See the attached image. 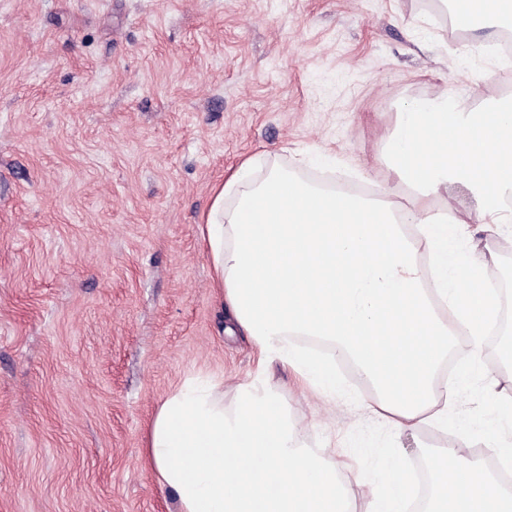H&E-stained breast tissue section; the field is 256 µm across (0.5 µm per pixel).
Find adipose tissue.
<instances>
[{"instance_id": "adipose-tissue-1", "label": "adipose tissue", "mask_w": 512, "mask_h": 512, "mask_svg": "<svg viewBox=\"0 0 512 512\" xmlns=\"http://www.w3.org/2000/svg\"><path fill=\"white\" fill-rule=\"evenodd\" d=\"M467 31L512 21V0H455ZM389 169L413 196L385 200L321 189L280 169L255 178L256 159L217 184L201 232L211 282L235 326L267 361L295 364L335 390L331 359L299 354L292 337L330 342L379 393L397 433L443 422L454 386L438 367L454 335L480 358L497 303L485 252L456 249L463 225L447 224L432 199L466 187L478 226L512 223V99L464 110L447 97L404 106L388 143ZM145 454L175 512H344L335 464L299 446L279 395L241 391L225 411L218 383L187 381L160 403ZM369 512H407L399 457ZM429 512H512V489L460 447L432 453Z\"/></svg>"}]
</instances>
